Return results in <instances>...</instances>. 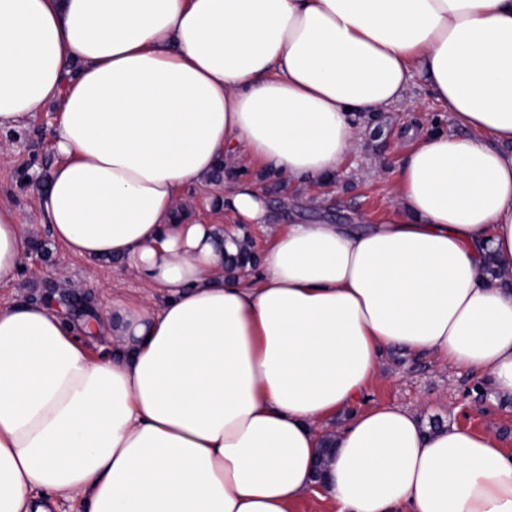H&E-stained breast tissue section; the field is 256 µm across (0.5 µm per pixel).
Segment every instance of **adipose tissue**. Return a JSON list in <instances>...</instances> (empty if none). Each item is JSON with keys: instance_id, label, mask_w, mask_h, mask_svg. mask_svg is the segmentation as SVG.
<instances>
[{"instance_id": "1", "label": "adipose tissue", "mask_w": 512, "mask_h": 512, "mask_svg": "<svg viewBox=\"0 0 512 512\" xmlns=\"http://www.w3.org/2000/svg\"><path fill=\"white\" fill-rule=\"evenodd\" d=\"M415 77L459 132L404 154L398 217L272 224L238 177L211 203L264 226L255 272L180 214L223 164L330 181ZM45 104L41 223L144 294L0 305V512H512L491 437L364 403L393 348L512 398V0H0V128ZM37 226L0 201V285Z\"/></svg>"}]
</instances>
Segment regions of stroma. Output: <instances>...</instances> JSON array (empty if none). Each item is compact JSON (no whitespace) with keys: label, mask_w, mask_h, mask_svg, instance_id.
<instances>
[{"label":"stroma","mask_w":512,"mask_h":512,"mask_svg":"<svg viewBox=\"0 0 512 512\" xmlns=\"http://www.w3.org/2000/svg\"><path fill=\"white\" fill-rule=\"evenodd\" d=\"M53 116V108L44 106L25 127L0 131V200L12 204L30 224H38L37 196L56 161L51 142ZM435 118L449 133H456L450 113L415 81L400 102L362 119L364 132L356 150L329 183L299 187L284 184L282 177L252 171L269 201L272 223L327 219L352 224L361 216L374 220L396 216L400 207L395 190L397 164L416 134ZM33 245L21 277L0 287L1 299L36 300L43 290L55 286V274L61 269L70 274L69 297L89 299L96 308L105 301L106 286L119 288L130 297L136 293V282L120 262L92 266L58 245L44 227ZM365 402L416 410L426 423L435 426L457 424L489 434L512 454V398L495 397L475 378L441 363L399 349L386 351Z\"/></svg>","instance_id":"obj_1"}]
</instances>
